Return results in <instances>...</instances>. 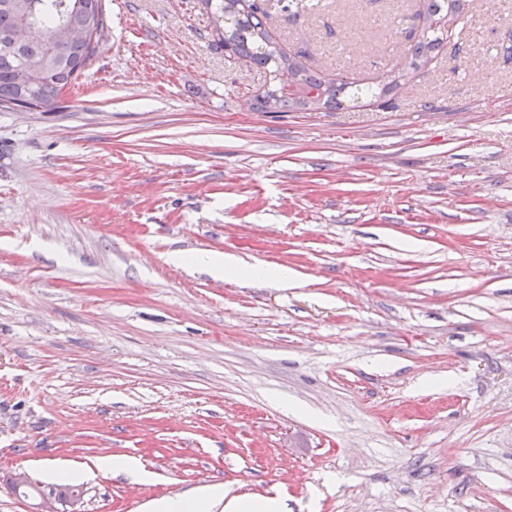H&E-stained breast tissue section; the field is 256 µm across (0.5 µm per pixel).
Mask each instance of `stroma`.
<instances>
[{
	"label": "stroma",
	"mask_w": 512,
	"mask_h": 512,
	"mask_svg": "<svg viewBox=\"0 0 512 512\" xmlns=\"http://www.w3.org/2000/svg\"><path fill=\"white\" fill-rule=\"evenodd\" d=\"M414 0L279 15L311 65L403 61ZM56 112L0 111V512H512V0L396 103L255 112L200 0H103ZM187 261L170 262L172 252ZM233 253L297 285L216 279ZM126 455L150 476L101 474ZM83 474L79 501L48 466ZM224 498V492L218 488H208L200 495L190 499H160L153 502L152 512H210L215 500Z\"/></svg>",
	"instance_id": "stroma-1"
}]
</instances>
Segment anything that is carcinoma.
Masks as SVG:
<instances>
[{"label":"carcinoma","mask_w":512,"mask_h":512,"mask_svg":"<svg viewBox=\"0 0 512 512\" xmlns=\"http://www.w3.org/2000/svg\"><path fill=\"white\" fill-rule=\"evenodd\" d=\"M212 18L213 46L266 74L247 98L255 112L336 110L352 95L389 107L451 41L470 0H420L405 31L407 63L375 87L313 71L308 49L274 36L266 0H201ZM107 30L102 0H0V111L56 112L63 92L85 71Z\"/></svg>","instance_id":"carcinoma-1"}]
</instances>
